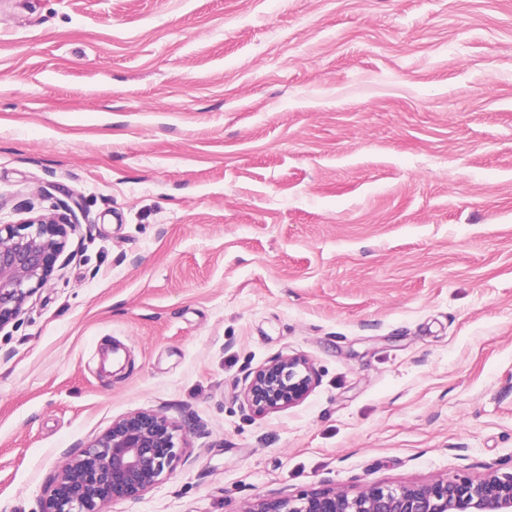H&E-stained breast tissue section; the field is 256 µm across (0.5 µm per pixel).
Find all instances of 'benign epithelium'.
<instances>
[{
	"instance_id": "obj_1",
	"label": "benign epithelium",
	"mask_w": 512,
	"mask_h": 512,
	"mask_svg": "<svg viewBox=\"0 0 512 512\" xmlns=\"http://www.w3.org/2000/svg\"><path fill=\"white\" fill-rule=\"evenodd\" d=\"M74 210L0 225V327L9 323L54 272ZM316 383L304 356L277 357L249 373L243 397L257 413L302 402ZM177 426L154 411L112 424L58 474L40 512H102L109 501L136 499L176 460ZM247 512H512V464L479 478L431 484L371 485L355 495L322 489L262 501Z\"/></svg>"
}]
</instances>
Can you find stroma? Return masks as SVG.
Returning <instances> with one entry per match:
<instances>
[{"instance_id":"1","label":"stroma","mask_w":512,"mask_h":512,"mask_svg":"<svg viewBox=\"0 0 512 512\" xmlns=\"http://www.w3.org/2000/svg\"><path fill=\"white\" fill-rule=\"evenodd\" d=\"M80 202L0 330V512L156 410L103 512H247L512 460V0H0V220ZM303 355L299 405L247 373ZM315 383L306 357H277L246 376L243 397L255 412L265 413L302 402Z\"/></svg>"}]
</instances>
